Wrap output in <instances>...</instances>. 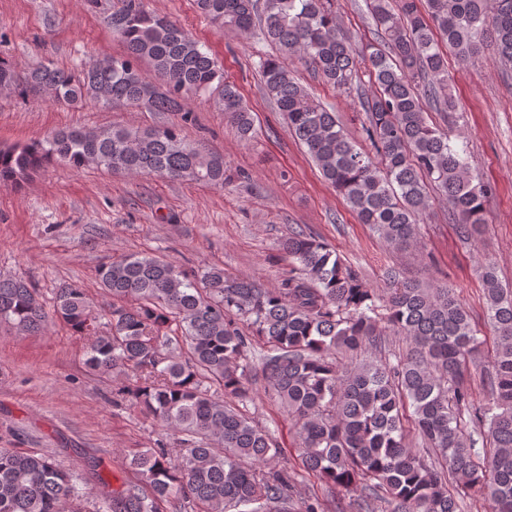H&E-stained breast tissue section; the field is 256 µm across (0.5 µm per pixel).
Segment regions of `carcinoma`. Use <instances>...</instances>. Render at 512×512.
I'll use <instances>...</instances> for the list:
<instances>
[{
	"instance_id": "obj_1",
	"label": "carcinoma",
	"mask_w": 512,
	"mask_h": 512,
	"mask_svg": "<svg viewBox=\"0 0 512 512\" xmlns=\"http://www.w3.org/2000/svg\"><path fill=\"white\" fill-rule=\"evenodd\" d=\"M107 2L104 22L126 55L94 59L77 73L41 64L22 75L1 60L0 83L52 102L143 105L186 119L184 95L207 93L241 137H254L251 110L191 33L145 0ZM418 2L367 0L375 46L340 32L329 0H196L222 27L256 31L278 46V56L258 65L267 94L360 223L396 249L416 244L434 194L448 200L458 237L472 240L492 193L473 184L451 131L428 120V102L457 111L436 35L464 61L490 49L512 64V0H426L425 12ZM294 61L338 91L353 89L359 69H368L375 90L362 106L373 152L311 98ZM56 162L224 185V157L165 123L143 131L68 127L0 147V184L20 188ZM281 247L294 268L280 288L150 253L105 262L97 278L112 299L106 310L67 284L50 314L30 281L0 279V322L38 335L53 316L92 337L84 364L119 379L112 403L139 407L173 432L176 447L161 441L126 458L140 483L94 512H330L338 487L349 512H376L377 502L386 512H465L471 495L491 512H512V288L494 267L479 269L494 331L482 401L467 367L481 341L453 289L397 281L378 293L309 233L293 231ZM386 336H404L410 348L375 364L342 362L340 354ZM259 380L293 419L302 467L325 494L301 497L295 472L263 469L280 448L248 409ZM410 432L421 447L409 446ZM0 512H84L82 488L50 455L0 448Z\"/></svg>"
}]
</instances>
